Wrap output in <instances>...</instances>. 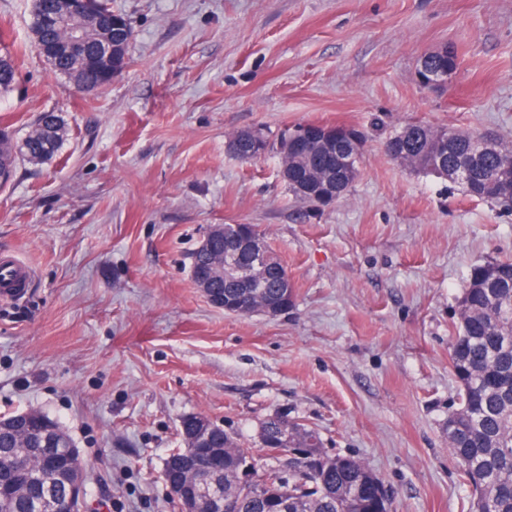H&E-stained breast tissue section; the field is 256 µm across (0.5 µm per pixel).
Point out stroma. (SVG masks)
<instances>
[{"instance_id":"stroma-1","label":"stroma","mask_w":512,"mask_h":512,"mask_svg":"<svg viewBox=\"0 0 512 512\" xmlns=\"http://www.w3.org/2000/svg\"><path fill=\"white\" fill-rule=\"evenodd\" d=\"M128 15L130 62L93 96L30 34L32 0H0L17 62L0 126L38 114L69 135L0 191V254L35 272L0 296V417L57 420L85 472L86 512H181L163 463L201 415L283 467L259 439L277 413L322 451L363 462L391 512H471L448 450L458 385L448 348L473 265L512 258V207L404 169L385 140L412 122L512 146V0H107ZM458 57L447 86L420 57ZM305 123L366 139L347 195L296 202L274 148ZM262 129L250 163L230 133ZM213 224H255L288 269L276 318L212 306L191 254Z\"/></svg>"}]
</instances>
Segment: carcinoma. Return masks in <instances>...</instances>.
Returning a JSON list of instances; mask_svg holds the SVG:
<instances>
[{
    "instance_id": "carcinoma-1",
    "label": "carcinoma",
    "mask_w": 512,
    "mask_h": 512,
    "mask_svg": "<svg viewBox=\"0 0 512 512\" xmlns=\"http://www.w3.org/2000/svg\"><path fill=\"white\" fill-rule=\"evenodd\" d=\"M59 6L62 0H34L31 31L34 42L45 49L43 56L53 69L68 77L84 95L92 96L104 86L107 73L96 60L101 47L112 51L113 69L122 72L129 60L134 39L132 25H126V37L118 42L110 35V19L116 11L99 0V9L72 15L59 26H43L46 4ZM79 35L83 48L68 46ZM16 69L11 57L0 55V93L13 90ZM331 144L315 139L317 149L306 154H292L282 163L288 165L284 181L288 191L301 203L313 204V195L325 181L348 192L358 173V164L347 167L346 154L354 151L346 126L328 130ZM67 136L61 115L53 110L39 114L22 142L12 133L0 135V190L13 181L19 161L43 163L55 157ZM479 133L450 127L435 128L411 123L385 142V151L397 163L412 171L437 176L459 163L470 164L469 181L462 184L467 195L479 191V199L508 202L512 184V147L496 144L494 150L476 154ZM236 224L224 225V242L205 252H193L192 264L210 267L222 256L237 250ZM214 287L234 288L240 296L257 298L280 292L275 275L262 284L232 286L218 278ZM459 327L452 337L449 357L459 383L458 407L448 413V447L461 467L464 480L473 494V512H512V260H498L475 265L470 269L459 300ZM283 415L268 418L261 425L260 440L265 445L275 437ZM295 441L302 447L319 439L314 430L300 423H290ZM214 447L198 452L197 464L221 476L224 495L238 491V475L229 459L245 452L234 438L218 428L213 435ZM23 451L17 440L0 434V476L13 469L15 457ZM373 472L359 461L344 456L322 455V469L316 474L304 472L302 462L288 459V472L267 470L256 478L255 506L247 512H265L268 497L282 492L294 499L293 512H388L389 498L383 495L363 497L360 503L350 499V488Z\"/></svg>"
}]
</instances>
